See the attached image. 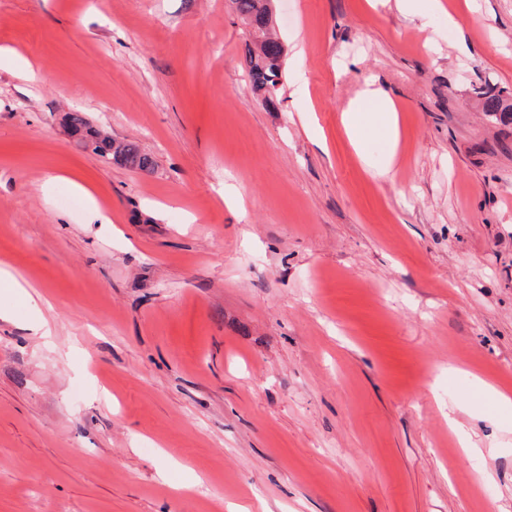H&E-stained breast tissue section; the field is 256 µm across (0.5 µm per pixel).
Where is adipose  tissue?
<instances>
[{"label":"adipose tissue","mask_w":512,"mask_h":512,"mask_svg":"<svg viewBox=\"0 0 512 512\" xmlns=\"http://www.w3.org/2000/svg\"><path fill=\"white\" fill-rule=\"evenodd\" d=\"M346 131L355 150H362L375 133L390 142L388 165H395L400 147L399 116L393 99L382 88L365 89L352 103L347 114Z\"/></svg>","instance_id":"obj_1"}]
</instances>
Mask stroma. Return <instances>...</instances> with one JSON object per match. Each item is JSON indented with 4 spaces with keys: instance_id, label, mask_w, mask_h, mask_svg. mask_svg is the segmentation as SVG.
I'll return each mask as SVG.
<instances>
[{
    "instance_id": "stroma-1",
    "label": "stroma",
    "mask_w": 512,
    "mask_h": 512,
    "mask_svg": "<svg viewBox=\"0 0 512 512\" xmlns=\"http://www.w3.org/2000/svg\"><path fill=\"white\" fill-rule=\"evenodd\" d=\"M447 3L275 0L272 112L230 0H0V512H512V0ZM345 114L348 137L359 155L363 154V146L373 133H381L389 140L385 174L390 173L396 163L401 140L399 116L393 99L380 87L367 88ZM484 105L483 109L487 115L495 117L499 116V119L508 120L512 123V105H504V100L500 98L499 94H495L492 90L482 92ZM61 120L73 128L89 145V151L126 169L151 174L155 171L154 157L131 141H117L108 133L93 127L84 112H66Z\"/></svg>"
}]
</instances>
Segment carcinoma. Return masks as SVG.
<instances>
[{"mask_svg":"<svg viewBox=\"0 0 512 512\" xmlns=\"http://www.w3.org/2000/svg\"><path fill=\"white\" fill-rule=\"evenodd\" d=\"M271 0H231L235 14L249 26L251 44L248 45L249 77L252 86L266 107L278 109V92L282 76L284 48L274 40L270 31ZM483 109L487 115L512 123V105L504 103L492 91L482 93ZM62 121L73 128L89 145V151L126 169L151 174L155 171L154 157L131 141H117L108 133L93 127L85 113L67 112Z\"/></svg>","mask_w":512,"mask_h":512,"instance_id":"obj_1","label":"carcinoma"}]
</instances>
